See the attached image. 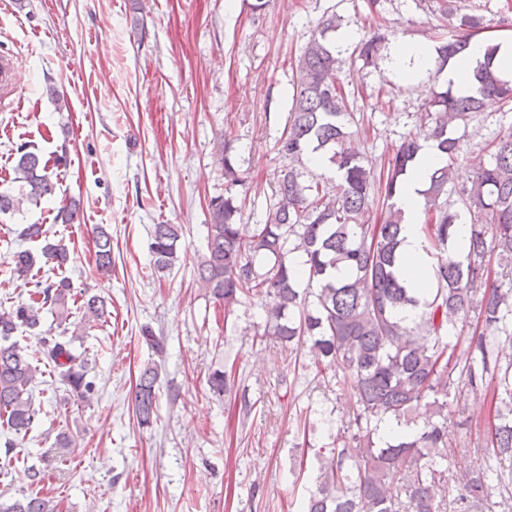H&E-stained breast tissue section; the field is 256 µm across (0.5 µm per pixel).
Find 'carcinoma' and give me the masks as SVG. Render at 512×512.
Returning a JSON list of instances; mask_svg holds the SVG:
<instances>
[{"mask_svg": "<svg viewBox=\"0 0 512 512\" xmlns=\"http://www.w3.org/2000/svg\"><path fill=\"white\" fill-rule=\"evenodd\" d=\"M465 32L437 47L443 69L464 51L468 40L485 29L476 14L457 16ZM341 25L332 14L322 18L300 55L293 74V95L277 153L288 160L277 174L264 221L241 223L243 202L227 194L209 203L206 250L197 265L199 283L228 309L242 298L270 299L266 319L255 332L259 341L275 339L293 350L308 349L318 374L333 371L337 384L349 383L356 403L347 410L345 429L329 436L315 452L318 475L302 512H446L441 487L448 484V392L492 389V427L483 464L460 473L458 512H479L493 491L512 500V289L488 288L494 255L512 276V133L495 140L490 161L478 162L471 186L459 190L462 208L448 207L456 190L454 165L462 154L460 125L475 120L485 101L512 102V81L493 65L497 47L473 71L464 94L452 87L433 90L425 122L401 136L387 164L374 170L356 145L359 120L345 89L336 81L342 55ZM388 34L374 32L356 43L353 54L365 65L380 57ZM441 155L424 191L425 249L434 259L435 288L421 301L400 274L398 248L402 215L395 197L403 177L426 145ZM19 195L0 193V213L37 203L55 193L49 161L18 148ZM326 157L340 180V191L327 196L308 166L309 156ZM220 160L229 186L244 181L232 157V140L222 141ZM381 211L370 218L375 199ZM470 225L466 254L450 250L453 227ZM182 227L155 224L149 251L161 272L175 265ZM95 263L112 271V235L96 230ZM42 256L62 269L71 261L62 242L45 243ZM301 256V263L295 257ZM34 257L14 255V274L33 285L28 303L0 312V426L5 428L4 456L18 454L19 440L39 419L31 387L39 373L19 346L16 334L41 326L48 308L65 320L72 309L99 320L106 314L96 296L77 300L70 281L33 280ZM420 309L410 322L401 317ZM476 311L481 330L470 337L465 358L455 355L458 322ZM75 337L45 333L47 357L59 369L60 381L81 401L95 393ZM158 369L145 367L135 387L133 406L138 425L149 426L158 410ZM3 512H50L46 500L29 495Z\"/></svg>", "mask_w": 512, "mask_h": 512, "instance_id": "1", "label": "carcinoma"}]
</instances>
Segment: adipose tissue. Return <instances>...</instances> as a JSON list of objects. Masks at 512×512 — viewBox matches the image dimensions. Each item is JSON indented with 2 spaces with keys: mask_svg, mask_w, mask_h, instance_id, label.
Wrapping results in <instances>:
<instances>
[{
  "mask_svg": "<svg viewBox=\"0 0 512 512\" xmlns=\"http://www.w3.org/2000/svg\"><path fill=\"white\" fill-rule=\"evenodd\" d=\"M435 60L436 51L429 42L401 41L390 53L391 69L404 81L411 80L416 73L431 68ZM437 162L435 150L429 147L423 149L395 199L397 207L404 215L400 246L401 274L421 299L434 286L433 261L424 248L419 231L424 203L422 192L427 188L428 177Z\"/></svg>",
  "mask_w": 512,
  "mask_h": 512,
  "instance_id": "1",
  "label": "adipose tissue"
}]
</instances>
